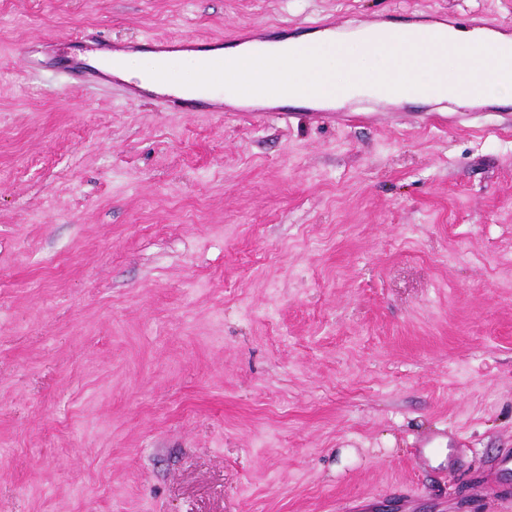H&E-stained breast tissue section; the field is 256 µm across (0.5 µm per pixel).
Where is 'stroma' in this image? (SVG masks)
<instances>
[{
  "label": "stroma",
  "instance_id": "1",
  "mask_svg": "<svg viewBox=\"0 0 512 512\" xmlns=\"http://www.w3.org/2000/svg\"><path fill=\"white\" fill-rule=\"evenodd\" d=\"M431 14L512 35V0H0V512H512V111L245 122L21 62Z\"/></svg>",
  "mask_w": 512,
  "mask_h": 512
}]
</instances>
